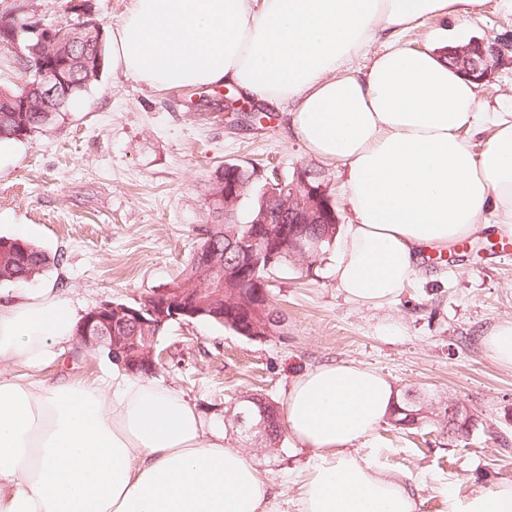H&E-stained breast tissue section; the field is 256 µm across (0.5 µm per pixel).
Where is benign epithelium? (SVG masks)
Segmentation results:
<instances>
[{"instance_id": "1", "label": "benign epithelium", "mask_w": 512, "mask_h": 512, "mask_svg": "<svg viewBox=\"0 0 512 512\" xmlns=\"http://www.w3.org/2000/svg\"><path fill=\"white\" fill-rule=\"evenodd\" d=\"M34 29L39 41L50 44L65 38V27L46 28L38 23ZM494 64L481 71L488 76L494 68L512 62L510 45H491ZM47 101L46 112H59L65 101L56 99L61 86L65 85L61 69L56 66L40 67L34 75ZM275 182L267 185L268 197L280 204L281 218L277 224L261 216L255 221L252 237L237 245L235 260L221 265L213 248L205 245L196 251L199 265V288H172L167 286L146 297L135 305L107 302L88 311L77 327L79 343L95 350L104 348L111 357L121 361L132 374H154L162 361L157 350L155 336H114L112 320L131 318L138 324L157 328L170 320L182 317L212 316L224 321V313H236L247 320L268 311L269 296L264 289V279L257 277L261 265H271L279 254L294 258L305 257L314 248L309 234L313 223L315 201L298 193V183H307L303 170L295 174V183L285 184L279 174ZM282 320L269 317L254 325L248 333L251 340H266L278 334Z\"/></svg>"}]
</instances>
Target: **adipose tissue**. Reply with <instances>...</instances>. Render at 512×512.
Masks as SVG:
<instances>
[{
  "instance_id": "adipose-tissue-1",
  "label": "adipose tissue",
  "mask_w": 512,
  "mask_h": 512,
  "mask_svg": "<svg viewBox=\"0 0 512 512\" xmlns=\"http://www.w3.org/2000/svg\"><path fill=\"white\" fill-rule=\"evenodd\" d=\"M482 3L130 0L112 63L155 88L233 84L288 105L293 135L346 172L353 221L337 241L336 286L383 306L429 251L491 228L512 235V112L482 111L477 82L444 47L398 40L426 18L462 29ZM378 40L383 50L352 69ZM488 128L473 153L467 134ZM77 321L55 289L0 295V512H273L268 481L174 386L118 365L97 383L43 376ZM399 397L352 362L290 382L283 424L311 452L297 512H415L409 481L357 449ZM450 512H512V481Z\"/></svg>"
}]
</instances>
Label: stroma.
Returning a JSON list of instances; mask_svg holds the SVG:
<instances>
[{"instance_id": "stroma-1", "label": "stroma", "mask_w": 512, "mask_h": 512, "mask_svg": "<svg viewBox=\"0 0 512 512\" xmlns=\"http://www.w3.org/2000/svg\"><path fill=\"white\" fill-rule=\"evenodd\" d=\"M129 0H0V17L44 25L73 23L77 12L112 34ZM468 29L487 42H512V14L484 0ZM31 40L0 43V89L33 78L19 64ZM220 86L157 90L106 69L56 121L17 141L0 160V236L30 241L59 259L37 288L62 291L78 313L110 301L135 302L173 282L215 222L211 184L224 164L289 177L321 174L342 223H350L345 170L321 162L286 127L283 107L265 104L263 125L238 120ZM479 100L512 110V65L495 69ZM502 234L481 233L423 256L420 274L395 302L372 307L346 300L332 278L335 248L309 267L291 260L266 278L283 320L279 336L248 339L203 320L170 323L159 338L165 359L155 380L174 385L243 450L271 482L279 512H296L299 472L309 454L290 441L268 448L244 434L230 409L260 393L284 402L298 373L328 362L367 365L419 400L466 405L476 419L454 439L430 424L403 431L382 423L362 454L417 487L416 512H448L449 496L512 481V367L492 360L484 338L512 321V254ZM104 351L73 344L52 377L100 378Z\"/></svg>"}]
</instances>
